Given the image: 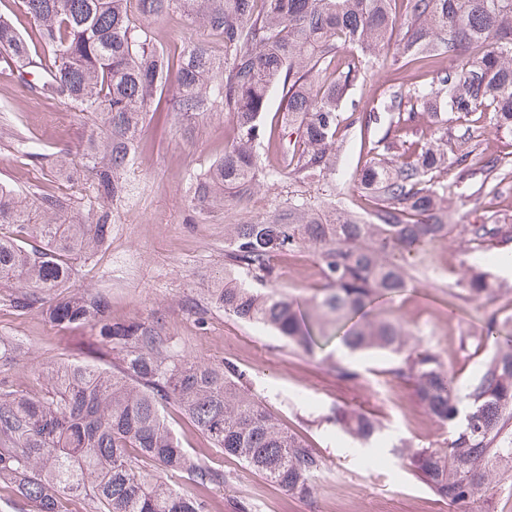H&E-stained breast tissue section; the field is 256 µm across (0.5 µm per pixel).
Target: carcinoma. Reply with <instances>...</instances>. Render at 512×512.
I'll return each instance as SVG.
<instances>
[{
	"label": "carcinoma",
	"instance_id": "1",
	"mask_svg": "<svg viewBox=\"0 0 512 512\" xmlns=\"http://www.w3.org/2000/svg\"><path fill=\"white\" fill-rule=\"evenodd\" d=\"M18 4L41 51L0 14V61L37 70L40 95L91 122L73 168L97 180V193L79 222L64 196L0 187V284L14 288L6 302L18 312L42 308L60 326L96 327L122 356V370L62 363L35 394L0 381V499L14 512H74L76 501L85 512H209L207 501L172 479L221 486L224 472L179 445L162 416L168 405L288 495L315 493L321 458L249 393L236 367L175 358L158 322L117 321L98 295H63L77 260L108 237L107 203L126 192L136 132L172 85L167 111L223 112L236 126L235 142L190 183V203L204 213L251 193L263 173L257 146L267 139L262 117L272 92L280 90L285 103L276 146L286 167L275 177L295 189L271 220L227 225L215 307L305 352L334 338L351 354L395 356L387 373L408 382L424 412L448 429L437 446L395 451L456 512H473L500 481V465H512V316H489L475 340L481 370L464 386L431 346L410 344L402 321L371 305L410 288L423 260L454 234L465 259L512 241L511 224H451L443 207L459 189L495 196L512 184V162L477 141L483 120L512 134V0ZM175 10L218 37L224 54L191 40L175 57L160 51L144 21ZM392 39L389 58L382 50ZM370 65L430 67L438 82L426 93L399 85L390 100L396 117L378 139L371 131L379 113L338 111ZM343 126L368 137L369 161L358 172L366 192L352 209L331 198L317 203L304 191L336 171ZM434 126L449 151L432 140ZM302 251L314 254L323 281L308 315L291 298L241 280L271 285L280 278L276 259ZM455 283L466 301L495 292L474 265L456 272ZM331 418L356 439L379 431L372 416L349 406L332 408Z\"/></svg>",
	"mask_w": 512,
	"mask_h": 512
}]
</instances>
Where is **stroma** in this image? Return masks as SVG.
Masks as SVG:
<instances>
[{
    "label": "stroma",
    "mask_w": 512,
    "mask_h": 512,
    "mask_svg": "<svg viewBox=\"0 0 512 512\" xmlns=\"http://www.w3.org/2000/svg\"><path fill=\"white\" fill-rule=\"evenodd\" d=\"M150 29L156 44L168 51L188 38L207 42L214 52L222 50L214 37L178 13L151 23ZM34 81V75L18 78L15 67L0 63V185L24 194L39 189L86 197L88 181L68 183L19 152L20 144L28 143L39 153L73 159L87 134L86 125L62 103L32 91ZM403 82L428 88L433 74L426 68L375 67L352 90L350 99L359 107L380 109L376 135L385 133L391 118L385 104ZM235 137L231 119L221 112L191 118L172 112L145 122L135 143V172L130 176L134 196L114 203L110 236L78 262L68 295L103 294L113 318L159 321L174 352L235 365L251 394L303 437L324 463L313 497H291L216 451L180 408L169 407L166 420L181 446L226 478L223 486L195 491L208 502L210 512H236L240 502L249 512H332L339 503L349 512H448L447 501L394 453L404 442L417 448L443 442L446 432L418 406L408 385L387 375L389 355H351L331 343L311 356L293 349L270 329L240 322L212 304L211 291L224 277L225 225L263 222L276 208L286 206L288 197L287 183L263 178L243 201L224 210L201 214L192 209L191 176L219 158ZM337 150L335 174L312 186L311 194L318 197L332 190L347 202L361 192L353 178L359 129L342 133ZM447 203L453 223L478 224L490 215L512 225V190L477 198L461 189L448 195ZM459 259L460 240L449 238L436 247L433 264L413 288L387 306L464 383L479 369L472 337L480 335L492 311L512 310V278L502 276L501 255L490 250L478 265L490 273L495 294L478 301L458 299L448 286L447 271ZM278 264L281 277L274 292L311 299L321 284L314 256L304 251L280 258ZM10 292V286L0 284V337L16 343L19 356L0 368V377L14 388L40 391L49 368L64 360L121 370L120 355L103 346L93 328L62 329L39 309L18 313L5 303ZM340 364L356 371L354 381L337 378ZM337 405L357 406L374 415L380 431L364 443L351 439L329 418Z\"/></svg>",
    "instance_id": "35a3bbf8"
}]
</instances>
